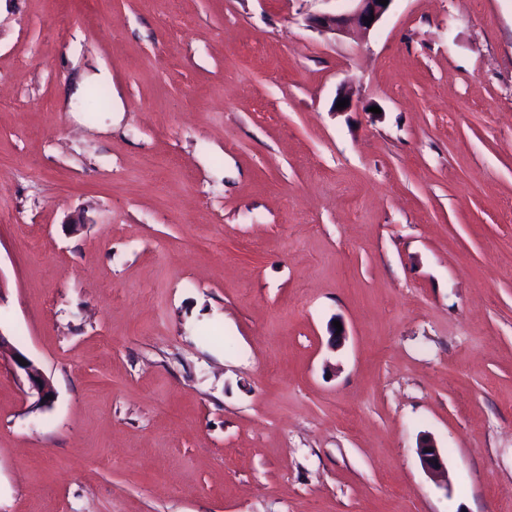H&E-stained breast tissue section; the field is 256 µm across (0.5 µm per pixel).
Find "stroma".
Here are the masks:
<instances>
[{"instance_id":"1","label":"stroma","mask_w":512,"mask_h":512,"mask_svg":"<svg viewBox=\"0 0 512 512\" xmlns=\"http://www.w3.org/2000/svg\"><path fill=\"white\" fill-rule=\"evenodd\" d=\"M352 8L0 0V512H512V0ZM355 2L351 14L321 13L308 18L309 26L322 32L332 34H345L353 21L356 26L366 32L371 31L389 11L393 0H388L387 5L379 4L378 0H351ZM374 15V20L367 25L365 17ZM10 351L11 355H9L13 365L16 369L21 370L25 378L30 386V388L36 391L38 395V402L41 404H48L51 399H46V396H53V388L52 385L47 379L40 369L36 367L32 361H30L27 357L21 354L18 351L12 350L9 346L8 340L0 334V358L3 356L5 351ZM19 358L24 359L27 362L26 366H23V363L19 361ZM425 448H428V451H425ZM429 449H432V452H429ZM417 453L424 470L431 478L436 479L445 472L443 457L431 439L425 438L419 444Z\"/></svg>"}]
</instances>
